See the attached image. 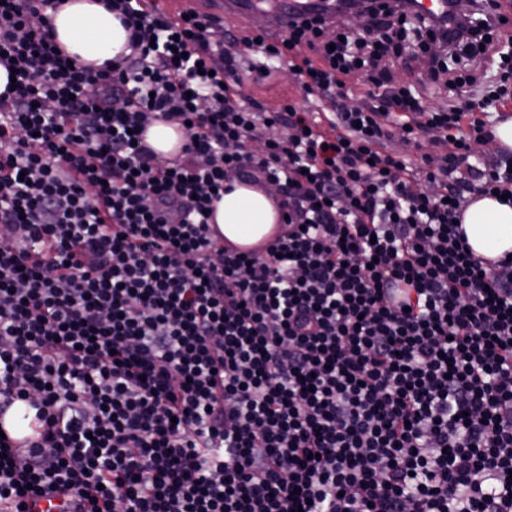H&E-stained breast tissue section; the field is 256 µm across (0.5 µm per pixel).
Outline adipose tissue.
<instances>
[{"label": "adipose tissue", "instance_id": "adipose-tissue-1", "mask_svg": "<svg viewBox=\"0 0 512 512\" xmlns=\"http://www.w3.org/2000/svg\"><path fill=\"white\" fill-rule=\"evenodd\" d=\"M52 24L58 44L85 64L102 65L127 46V31L102 0H69L54 13ZM211 222L225 241L247 250L270 237L280 217L271 191L237 180L216 202ZM461 224L476 257L496 260L512 254V204L477 197Z\"/></svg>", "mask_w": 512, "mask_h": 512}]
</instances>
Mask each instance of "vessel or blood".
<instances>
[{"label": "vessel or blood", "mask_w": 512, "mask_h": 512, "mask_svg": "<svg viewBox=\"0 0 512 512\" xmlns=\"http://www.w3.org/2000/svg\"><path fill=\"white\" fill-rule=\"evenodd\" d=\"M208 4L212 12L243 20L264 12L266 28L272 32L287 31L289 22L301 16L336 13V0H208Z\"/></svg>", "instance_id": "b4317fda"}]
</instances>
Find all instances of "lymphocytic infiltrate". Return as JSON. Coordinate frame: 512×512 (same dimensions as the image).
<instances>
[{"mask_svg": "<svg viewBox=\"0 0 512 512\" xmlns=\"http://www.w3.org/2000/svg\"><path fill=\"white\" fill-rule=\"evenodd\" d=\"M63 3L0 0V413L36 425L0 444V512H512V259L459 225L512 197V159L471 162L475 111L512 98L488 9L268 41L106 0L130 52L97 70L58 49ZM434 42L432 107L395 72ZM283 61L331 113L246 94ZM159 119L180 156L144 145ZM422 133L423 172L384 148ZM235 176L286 216L259 254L209 224Z\"/></svg>", "mask_w": 512, "mask_h": 512, "instance_id": "obj_1", "label": "lymphocytic infiltrate"}]
</instances>
